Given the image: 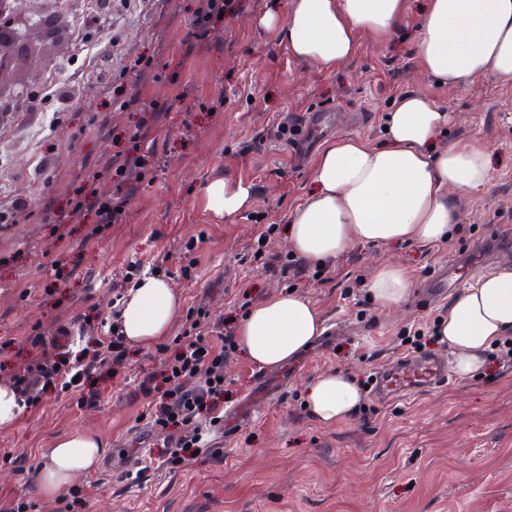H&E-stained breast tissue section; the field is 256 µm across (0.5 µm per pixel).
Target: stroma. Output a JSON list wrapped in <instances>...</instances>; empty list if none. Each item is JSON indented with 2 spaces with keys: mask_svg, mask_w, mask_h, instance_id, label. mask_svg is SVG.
I'll use <instances>...</instances> for the list:
<instances>
[{
  "mask_svg": "<svg viewBox=\"0 0 512 512\" xmlns=\"http://www.w3.org/2000/svg\"><path fill=\"white\" fill-rule=\"evenodd\" d=\"M199 0H25L45 11L53 37L42 39L43 65L0 73V88L25 83L28 95L0 112V355L16 363L33 352L29 336L108 317L109 280L128 263L157 265L182 297L165 344L181 336L206 302L211 318L242 320L250 306L296 290L325 322L356 330L323 350L288 361V383L261 401L230 438L160 466L157 437L140 416L147 401L130 393L157 373V346L129 347L114 375L97 381V406L71 396L44 398L0 429V510L27 500L34 512H59L61 495L38 492L46 448L74 432L100 437L105 459L125 456L142 479L103 468L77 476L69 493L86 496L85 512H512V364L486 360L472 378L450 376L436 389L391 404L371 386L381 364L441 352L434 341L447 302L410 295L399 310L379 309L367 282L393 261L421 283L455 254L477 253L503 225L512 226V81L495 75L459 88L436 85L421 70L416 42L425 0H407L400 27L385 39L364 34L355 58L331 72L296 61L276 34L255 20L286 14L290 0H238L207 41L184 54ZM140 103H129L132 93ZM416 92L448 112L444 141L472 137L491 150L488 188L463 199L447 240L350 249L327 269V283L274 280L263 265L293 260L286 235L291 208L313 189V163L328 137L380 143L386 117L402 94ZM163 114L150 137L166 162L125 198L114 224L75 212L83 199L112 187L113 155L129 149L127 129L141 104ZM307 112L329 124L307 129L305 152L285 139L255 143L278 124L299 125ZM217 176L250 182L254 206L234 222H215L201 187ZM261 244V258L248 249ZM189 267L191 280L180 277ZM256 365L243 353L224 364L225 408L251 391ZM351 373L365 387L359 412L325 426L305 405L308 382L329 371Z\"/></svg>",
  "mask_w": 512,
  "mask_h": 512,
  "instance_id": "obj_1",
  "label": "stroma"
}]
</instances>
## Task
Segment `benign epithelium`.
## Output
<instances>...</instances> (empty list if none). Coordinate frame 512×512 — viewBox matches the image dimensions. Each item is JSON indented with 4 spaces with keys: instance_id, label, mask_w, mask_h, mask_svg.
<instances>
[{
    "instance_id": "7a95c632",
    "label": "benign epithelium",
    "mask_w": 512,
    "mask_h": 512,
    "mask_svg": "<svg viewBox=\"0 0 512 512\" xmlns=\"http://www.w3.org/2000/svg\"><path fill=\"white\" fill-rule=\"evenodd\" d=\"M20 0H0V73L6 69L28 67L33 61L39 59V53L30 44H25L23 59H16L11 53L13 43L27 33V40L33 36H51L48 28L35 22L37 15L23 13L17 3Z\"/></svg>"
}]
</instances>
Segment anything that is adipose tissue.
Masks as SVG:
<instances>
[{
  "label": "adipose tissue",
  "instance_id": "adipose-tissue-1",
  "mask_svg": "<svg viewBox=\"0 0 512 512\" xmlns=\"http://www.w3.org/2000/svg\"><path fill=\"white\" fill-rule=\"evenodd\" d=\"M406 0H291L286 15L265 13L261 27L275 31L293 58L323 69L350 61L360 34L389 36L401 22ZM417 57L438 85L471 84L493 73L512 79V0H428ZM448 115L426 96L406 93L387 120L386 142L336 137L322 146L313 165L314 187L288 217V244L310 263L335 261L353 246L435 243L458 220L459 197L490 183L487 145L460 138L434 148ZM205 208L232 222L254 203L250 184L215 177L202 187ZM373 302L398 309L412 282L397 263L375 267L369 281ZM179 294L163 278L145 275L130 288L121 313L124 336L144 346L167 336L180 309ZM320 311L294 294L260 301L238 334L246 357L274 367L297 357L323 331ZM512 334V266L481 276L460 293L437 327V341L453 355V370L466 378L482 369L491 343ZM311 416L321 424L350 419L363 402L350 375L333 371L312 379L306 390ZM105 452L101 438L74 433L56 438L38 473L37 489L52 496L94 469Z\"/></svg>",
  "mask_w": 512,
  "mask_h": 512
}]
</instances>
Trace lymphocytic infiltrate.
<instances>
[{
  "mask_svg": "<svg viewBox=\"0 0 512 512\" xmlns=\"http://www.w3.org/2000/svg\"><path fill=\"white\" fill-rule=\"evenodd\" d=\"M158 115V109L154 108L149 115L141 116L134 125V152L114 157L112 165L118 180L109 194L94 202L99 223L115 222L124 197L136 190V183L129 179L130 172L161 166L156 147L147 144L143 132L150 118ZM195 313L196 321L183 331L175 347L162 359L159 374L143 377L133 390L137 397H159V405L150 416L151 427L162 434L164 462L172 467L180 466L188 452L201 447L203 422H223L224 363L237 349L233 326L220 318L211 319L206 305H199ZM93 333V327L86 326L73 341L64 335L49 339L30 337L31 347L38 351L37 357L12 371L6 363L0 362V371H10L13 385L25 404L38 405L48 387L53 385L73 394L77 407L96 405L101 395L88 389V380L109 373L112 366L121 364L127 350L122 332L116 331L111 333L109 341L99 342L93 358H86ZM50 349L55 350V358H47L46 352ZM163 381L168 382V390L160 389Z\"/></svg>",
  "mask_w": 512,
  "mask_h": 512,
  "instance_id": "f902f5d3",
  "label": "lymphocytic infiltrate"
}]
</instances>
